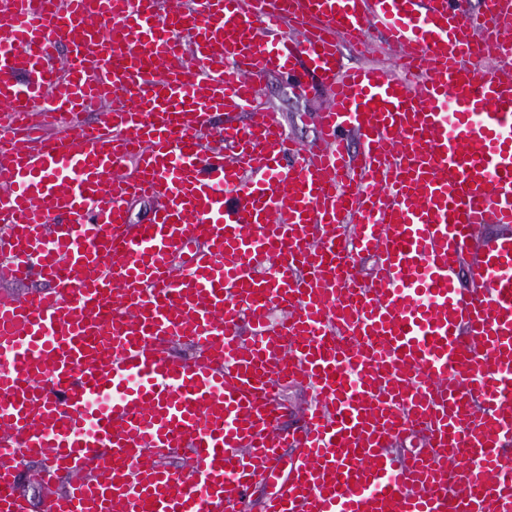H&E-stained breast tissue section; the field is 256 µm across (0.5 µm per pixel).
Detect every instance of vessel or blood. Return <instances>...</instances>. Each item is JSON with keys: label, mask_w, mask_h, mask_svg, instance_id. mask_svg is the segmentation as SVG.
I'll return each mask as SVG.
<instances>
[{"label": "vessel or blood", "mask_w": 512, "mask_h": 512, "mask_svg": "<svg viewBox=\"0 0 512 512\" xmlns=\"http://www.w3.org/2000/svg\"><path fill=\"white\" fill-rule=\"evenodd\" d=\"M0 105V512H231L288 447L263 512H512V0H0ZM390 56L379 39L374 37V47L369 55L363 56L356 49L343 48L342 66L344 69L363 65H384L389 64ZM330 99V92L309 78L304 94H297L288 77L274 71L262 82L260 101L273 110L287 134L297 146L317 136V115ZM280 398L288 408L285 417L282 419L280 429L288 430L302 418L300 417L301 413L303 410L305 413L314 395L311 391L293 384L288 389L280 392Z\"/></svg>", "instance_id": "1"}]
</instances>
